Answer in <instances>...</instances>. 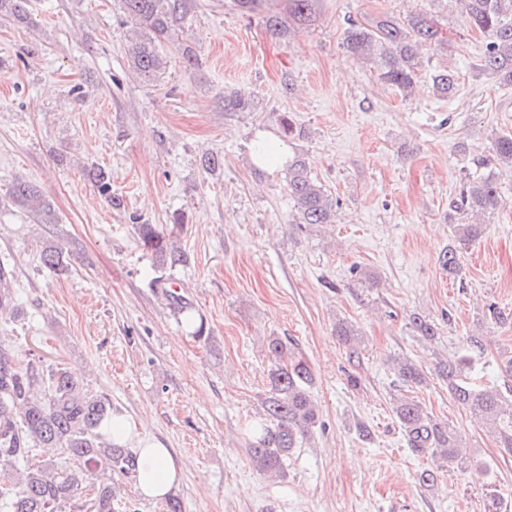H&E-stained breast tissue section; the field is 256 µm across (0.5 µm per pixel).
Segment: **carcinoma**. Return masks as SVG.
I'll return each instance as SVG.
<instances>
[{
    "label": "carcinoma",
    "mask_w": 512,
    "mask_h": 512,
    "mask_svg": "<svg viewBox=\"0 0 512 512\" xmlns=\"http://www.w3.org/2000/svg\"><path fill=\"white\" fill-rule=\"evenodd\" d=\"M458 2L464 6L469 25L489 37L483 54L485 69L512 85V0ZM122 6L136 32L129 65L142 79L155 81L165 69L157 42L178 35L192 8L190 0H122ZM229 6L242 14L262 16L266 31L280 38L295 25L316 22L321 0H230ZM1 14L16 21L27 19L28 0H0ZM442 42L432 18L420 12L403 20L385 15L365 23L354 22L345 33L346 49L376 69L381 80L404 93L412 88L419 71V50ZM431 80L434 93L440 97L457 91V76L450 70L433 73ZM488 163L512 169V135L494 139ZM288 193L299 223L335 222L336 202L311 177L306 160L300 156L288 161ZM9 198L37 223H57L53 204L35 183L13 182ZM500 203L493 174L470 176L451 201L448 219L461 214H491ZM135 230L140 247L150 254L157 270H170L186 262L172 233L156 224H137ZM481 233L480 224L457 225L458 245L448 246L442 257L448 274L459 272L458 246L468 245ZM70 252L71 248L62 243H49L41 251V264L51 271L65 272ZM13 280V270L0 258L1 316H16ZM412 325L425 340L438 335V327L419 315L412 316ZM267 348L274 358L268 370V396L263 401L259 433L249 441L246 451L258 471L279 477L299 439L315 428L317 411L310 394L313 374L305 358L277 336L269 337ZM465 351L466 355L457 360L439 363L438 374L448 382L455 402L492 425L499 447L512 455V398L466 374L468 355L483 352V340L469 337ZM394 374L410 387L425 381L423 373L406 360L396 362ZM36 386L47 390L46 402L32 398ZM394 412L413 452L430 457L438 469L462 463L463 440L454 427L433 420L413 398H397ZM111 416L112 402L107 394L86 389L66 369L46 374L34 362L21 364L12 342L1 339L0 501L10 512H113L116 490L112 476L127 477L136 464L129 449L100 432ZM61 452L71 460V466L64 470L54 464V457ZM434 469L422 470L419 483L434 482Z\"/></svg>",
    "instance_id": "1"
}]
</instances>
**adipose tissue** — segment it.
Listing matches in <instances>:
<instances>
[{"label": "adipose tissue", "mask_w": 512, "mask_h": 512, "mask_svg": "<svg viewBox=\"0 0 512 512\" xmlns=\"http://www.w3.org/2000/svg\"><path fill=\"white\" fill-rule=\"evenodd\" d=\"M181 476L177 457L156 441L140 442L137 448L135 487L152 500L167 497L176 488Z\"/></svg>", "instance_id": "ef3b65f1"}]
</instances>
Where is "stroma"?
I'll return each instance as SVG.
<instances>
[{
	"instance_id": "1",
	"label": "stroma",
	"mask_w": 512,
	"mask_h": 512,
	"mask_svg": "<svg viewBox=\"0 0 512 512\" xmlns=\"http://www.w3.org/2000/svg\"><path fill=\"white\" fill-rule=\"evenodd\" d=\"M28 11L23 24L0 16V255L19 309L0 336L19 359L66 368L110 397L133 439L174 449L184 512H489L494 494L512 512V457L436 372L478 336L475 378L512 388L497 365L512 352V169H496L501 205L460 249V273L441 262L454 242L451 200L482 173L495 136L512 134V85L482 69L487 36L455 0H322L313 25L282 38L227 0H195L178 41L160 46L168 65L155 82L128 65L132 23L119 0H29ZM416 11L448 45L423 49L406 94L356 60L344 32L352 20ZM443 68L458 76L447 99L431 88ZM228 91L249 108L225 111ZM286 117L302 137L285 136ZM261 132L306 159L338 203L335 223H297L287 166L253 162ZM95 167L121 206L99 192ZM18 177L52 200L53 229L5 202ZM138 224L174 232L186 253L168 276L187 311L155 286ZM51 237L78 244L67 273L40 263ZM415 313L438 326L434 341L413 328ZM341 322L356 330L351 342L337 336ZM271 336L308 360L318 414L277 479L246 454ZM399 359L425 383L397 387ZM404 392L466 446L465 464L430 486L416 474L431 461L393 411Z\"/></svg>"
}]
</instances>
